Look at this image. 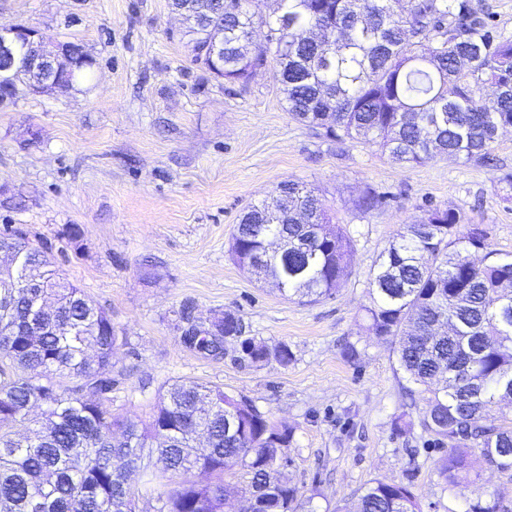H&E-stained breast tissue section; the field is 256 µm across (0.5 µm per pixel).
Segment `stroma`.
<instances>
[{
    "label": "stroma",
    "mask_w": 512,
    "mask_h": 512,
    "mask_svg": "<svg viewBox=\"0 0 512 512\" xmlns=\"http://www.w3.org/2000/svg\"><path fill=\"white\" fill-rule=\"evenodd\" d=\"M0 24L38 27L93 61L70 88L20 86L0 104V227L22 231L124 336L113 412L146 417L176 379L218 385L293 428L285 473L316 491L319 512L406 478L422 512H461L437 470L445 449L418 423L422 396L362 307L375 260L428 207L460 211L512 255V198L497 183L512 173V128L493 163L404 167L293 120L272 69L244 85L214 77L192 61L170 0H0ZM288 179L318 190L353 244L336 294L315 303L283 298L229 253L242 210ZM367 190L382 202L363 212ZM185 302L204 321L238 314L247 336L288 343L293 362L254 368L231 345L217 356L186 346L175 327ZM348 344L355 360L342 356Z\"/></svg>",
    "instance_id": "35a3bbf8"
}]
</instances>
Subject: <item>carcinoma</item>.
<instances>
[{
  "label": "carcinoma",
  "mask_w": 512,
  "mask_h": 512,
  "mask_svg": "<svg viewBox=\"0 0 512 512\" xmlns=\"http://www.w3.org/2000/svg\"><path fill=\"white\" fill-rule=\"evenodd\" d=\"M172 0L189 23L190 51L224 47V80L247 83L276 63L283 106L296 121L338 142L364 140L395 162L438 156L487 162L499 130L512 127V41L502 40L473 0ZM266 42L249 48L253 30ZM19 63L0 71V99L28 84ZM20 257L6 279L23 277L31 254L9 227ZM230 252L281 296L328 298L352 261L350 239L315 191L279 182L238 219ZM482 252L476 263L472 254ZM39 289L14 288L0 306V512H236L248 496L258 512H316L315 494L288 482L274 462L293 440L248 398L180 379L159 391L144 419L112 412V357L121 340L109 314L43 256ZM368 330L391 341L400 369L423 396V430L448 442L439 475L467 500L466 512H509L477 483L486 464L512 471V418L491 417L512 396V258L489 249L486 231L453 208L431 207L405 224L370 272ZM190 303L175 311L191 347L217 356L230 342L251 367L286 368L293 352L246 336L226 313L194 324ZM249 476L241 487L235 470ZM144 492L131 489L133 473ZM421 512L411 485L375 480L354 509Z\"/></svg>",
  "instance_id": "carcinoma-1"
}]
</instances>
